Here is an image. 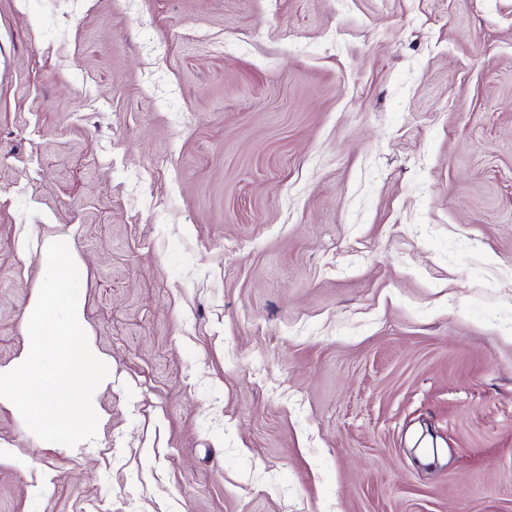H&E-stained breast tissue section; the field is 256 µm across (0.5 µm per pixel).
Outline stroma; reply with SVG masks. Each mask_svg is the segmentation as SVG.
Segmentation results:
<instances>
[{
  "label": "stroma",
  "instance_id": "obj_1",
  "mask_svg": "<svg viewBox=\"0 0 512 512\" xmlns=\"http://www.w3.org/2000/svg\"><path fill=\"white\" fill-rule=\"evenodd\" d=\"M83 263L93 440L0 512H512V0H0V366Z\"/></svg>",
  "mask_w": 512,
  "mask_h": 512
}]
</instances>
